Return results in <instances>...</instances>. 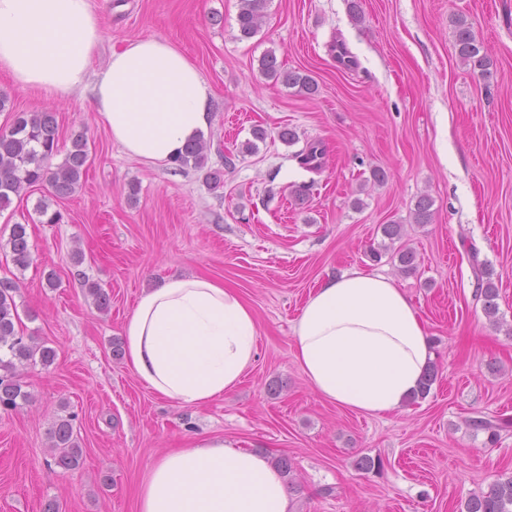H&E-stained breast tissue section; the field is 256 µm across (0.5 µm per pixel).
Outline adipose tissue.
I'll return each mask as SVG.
<instances>
[{
    "mask_svg": "<svg viewBox=\"0 0 512 512\" xmlns=\"http://www.w3.org/2000/svg\"><path fill=\"white\" fill-rule=\"evenodd\" d=\"M103 33L91 0H0V71L57 101L91 87L95 112L128 156L173 162L206 134L211 87L184 52L156 36L125 42L91 72ZM123 336L139 382L179 405L203 406L233 390L258 352L252 308L234 289L200 276H174L143 292ZM292 341L317 395L370 415L403 406L430 360L427 331L404 292L389 277L357 269L311 293ZM290 509L269 458L219 437L157 458L137 493V512Z\"/></svg>",
    "mask_w": 512,
    "mask_h": 512,
    "instance_id": "adipose-tissue-1",
    "label": "adipose tissue"
}]
</instances>
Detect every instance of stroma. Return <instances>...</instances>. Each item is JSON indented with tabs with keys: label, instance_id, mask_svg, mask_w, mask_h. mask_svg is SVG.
I'll list each match as a JSON object with an SVG mask.
<instances>
[{
	"label": "stroma",
	"instance_id": "35a3bbf8",
	"mask_svg": "<svg viewBox=\"0 0 512 512\" xmlns=\"http://www.w3.org/2000/svg\"><path fill=\"white\" fill-rule=\"evenodd\" d=\"M268 0L241 38V0H92L105 34L93 70L124 42L151 35L179 46L210 85L203 168L147 166L98 121L90 94L57 104L60 149L85 130L93 161L63 220L39 223L47 188L0 212V278L19 284L17 330L54 349L51 365L21 367L30 400L0 412V512H136L140 478L162 454L197 436L287 457L293 512H458L512 472V0ZM491 60L487 75L461 64L456 17ZM343 43L356 64L340 65ZM284 69L318 84L304 97L265 77ZM0 126L49 100L0 72ZM266 130L253 152V128ZM291 128L297 139L282 142ZM253 141V140H252ZM322 142L320 171L295 155ZM386 173L385 183L372 178ZM220 171L212 187L206 175ZM307 186L304 202L293 187ZM433 220L414 221L420 196ZM27 227L32 263L17 270L7 244ZM402 225L392 240L385 225ZM498 289L496 316L476 294L467 246ZM417 255L399 269L397 251ZM82 250L81 265L71 260ZM350 269L393 279L418 310L437 370L429 395L386 415L343 409L316 395L292 354V326L311 291ZM55 272L56 285L46 275ZM202 275L236 289L258 322V354L241 384L203 407L144 388L111 342L144 289ZM102 285L96 309L85 280ZM72 417L80 468L60 474L50 432ZM501 422L496 441L471 421ZM381 459L364 470L362 458Z\"/></svg>",
	"mask_w": 512,
	"mask_h": 512
}]
</instances>
